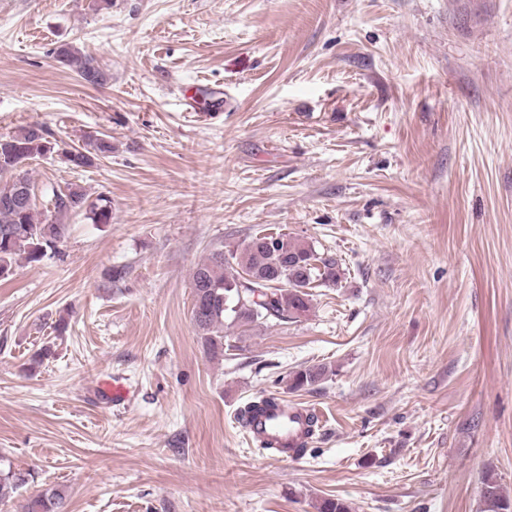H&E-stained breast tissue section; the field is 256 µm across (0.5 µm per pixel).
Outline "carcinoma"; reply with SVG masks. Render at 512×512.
Here are the masks:
<instances>
[{
    "label": "carcinoma",
    "instance_id": "obj_1",
    "mask_svg": "<svg viewBox=\"0 0 512 512\" xmlns=\"http://www.w3.org/2000/svg\"><path fill=\"white\" fill-rule=\"evenodd\" d=\"M56 56L70 70L89 83L103 80V73L94 60L78 49L64 45ZM51 133L38 124L24 126L12 134L0 136V157L3 143L15 155L0 163V182L11 177L33 186L25 165L44 156V144ZM71 154L67 164L87 168L96 161L112 156V137H90L82 149H62ZM84 214L95 224H108L112 219L111 202L103 196L89 201L86 190L68 184L65 191L53 194L50 208L41 212L36 202L8 206L0 202V278L12 274L13 264L22 256L29 263H38L44 249L64 242L70 231L68 219ZM341 277L336 261L321 258L307 243L286 234L257 235L239 252L230 256L212 253L198 263L192 272L194 303L192 321L205 347L215 356L224 353V323L249 326L271 321L298 318L311 309L307 288L320 282L335 285ZM328 373L320 365L292 373L289 389L299 391L319 382ZM277 398L265 397L245 405L239 413L243 426L250 423L251 413L276 406ZM26 483V477L12 469H0V502L7 500ZM482 512H512V498L505 492L494 473L482 478ZM65 494L48 488L28 504L27 512H63Z\"/></svg>",
    "mask_w": 512,
    "mask_h": 512
}]
</instances>
